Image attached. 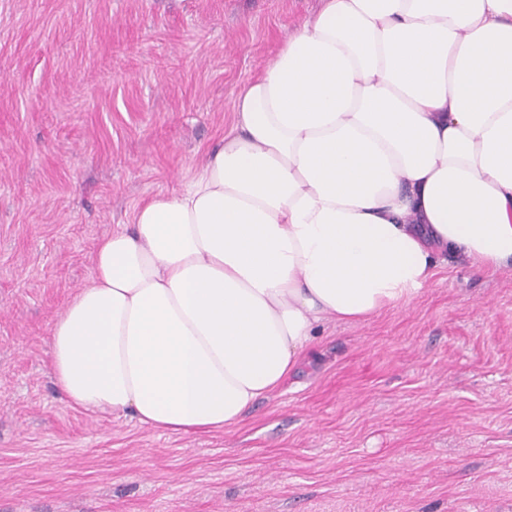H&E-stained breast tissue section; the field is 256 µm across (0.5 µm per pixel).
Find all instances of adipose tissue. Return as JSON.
Masks as SVG:
<instances>
[{
    "label": "adipose tissue",
    "instance_id": "ef3b65f1",
    "mask_svg": "<svg viewBox=\"0 0 512 512\" xmlns=\"http://www.w3.org/2000/svg\"><path fill=\"white\" fill-rule=\"evenodd\" d=\"M442 253L512 268V0H322L184 190L98 243L52 375L86 412L221 430Z\"/></svg>",
    "mask_w": 512,
    "mask_h": 512
}]
</instances>
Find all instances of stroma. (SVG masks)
Masks as SVG:
<instances>
[{
    "label": "stroma",
    "instance_id": "1",
    "mask_svg": "<svg viewBox=\"0 0 512 512\" xmlns=\"http://www.w3.org/2000/svg\"><path fill=\"white\" fill-rule=\"evenodd\" d=\"M320 0H0V512H512V269L325 323L236 426L74 409L51 331Z\"/></svg>",
    "mask_w": 512,
    "mask_h": 512
}]
</instances>
